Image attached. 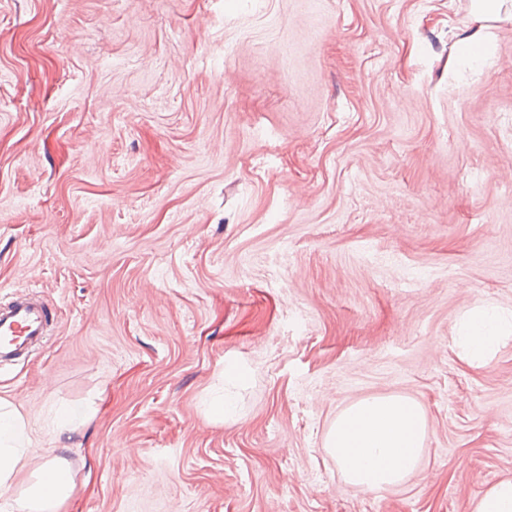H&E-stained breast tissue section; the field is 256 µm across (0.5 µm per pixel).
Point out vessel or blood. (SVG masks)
Returning a JSON list of instances; mask_svg holds the SVG:
<instances>
[{
    "mask_svg": "<svg viewBox=\"0 0 512 512\" xmlns=\"http://www.w3.org/2000/svg\"><path fill=\"white\" fill-rule=\"evenodd\" d=\"M54 320L50 304L35 294L0 301V362L20 358L46 339Z\"/></svg>",
    "mask_w": 512,
    "mask_h": 512,
    "instance_id": "obj_1",
    "label": "vessel or blood"
}]
</instances>
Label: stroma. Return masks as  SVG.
Segmentation results:
<instances>
[{
    "instance_id": "stroma-1",
    "label": "stroma",
    "mask_w": 512,
    "mask_h": 512,
    "mask_svg": "<svg viewBox=\"0 0 512 512\" xmlns=\"http://www.w3.org/2000/svg\"><path fill=\"white\" fill-rule=\"evenodd\" d=\"M31 287L14 492L63 442L59 512H472L512 480V337L458 344L512 312V0H0V299ZM383 395L423 450L363 492L325 440ZM501 323L494 307L481 306L473 316L465 342L474 357L493 346L501 337Z\"/></svg>"
}]
</instances>
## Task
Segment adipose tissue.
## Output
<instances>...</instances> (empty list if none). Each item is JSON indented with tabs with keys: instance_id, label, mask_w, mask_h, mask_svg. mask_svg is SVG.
Listing matches in <instances>:
<instances>
[{
	"instance_id": "ef3b65f1",
	"label": "adipose tissue",
	"mask_w": 512,
	"mask_h": 512,
	"mask_svg": "<svg viewBox=\"0 0 512 512\" xmlns=\"http://www.w3.org/2000/svg\"><path fill=\"white\" fill-rule=\"evenodd\" d=\"M495 308L479 307L465 342L473 356L500 338ZM424 412L413 401L388 395L354 402L336 419L325 446L349 483L379 491L399 483L417 464L424 441ZM29 424L19 408L0 399V512H57L73 483L54 457L21 495H13L16 471L30 444Z\"/></svg>"
}]
</instances>
